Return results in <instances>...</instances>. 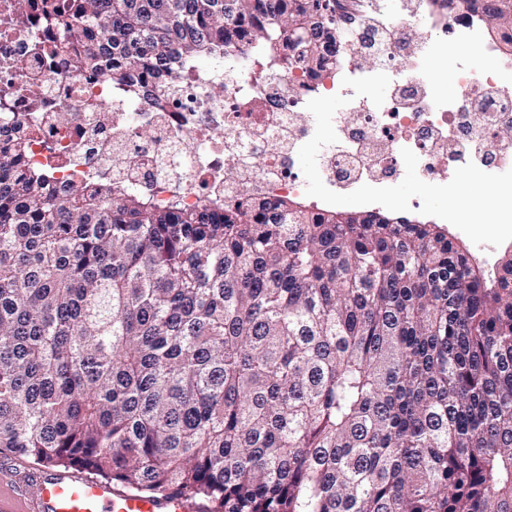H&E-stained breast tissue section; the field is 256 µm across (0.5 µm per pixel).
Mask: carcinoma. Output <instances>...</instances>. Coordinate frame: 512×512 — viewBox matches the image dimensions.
Wrapping results in <instances>:
<instances>
[{
	"label": "carcinoma",
	"mask_w": 512,
	"mask_h": 512,
	"mask_svg": "<svg viewBox=\"0 0 512 512\" xmlns=\"http://www.w3.org/2000/svg\"><path fill=\"white\" fill-rule=\"evenodd\" d=\"M114 85L321 72L336 0H82ZM512 29V0L483 11ZM0 143V449L201 512H512V258L436 224L61 188Z\"/></svg>",
	"instance_id": "obj_1"
}]
</instances>
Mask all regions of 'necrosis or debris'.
I'll return each mask as SVG.
<instances>
[{"label":"necrosis or debris","mask_w":512,"mask_h":512,"mask_svg":"<svg viewBox=\"0 0 512 512\" xmlns=\"http://www.w3.org/2000/svg\"><path fill=\"white\" fill-rule=\"evenodd\" d=\"M78 2L0 0V139L20 123L34 129L30 162L53 168L57 180L80 174L190 207L215 195L239 197L243 185L268 199L300 194L298 150L316 126L306 105L336 93L349 97V109L335 113L338 143L317 159L336 192L387 186L405 148L433 184L449 182L470 161L494 174L512 169V141L502 137L512 126V86L470 58L477 46L511 69L512 30L489 29L480 14L402 0L404 17L393 21L383 0H340L336 26L356 41L330 44L343 59L333 71L260 79L253 67L215 56L190 66L172 88L146 82L132 90L77 67L90 35L58 26L55 17L62 4ZM355 52L392 77L382 106L343 87V77L362 75L350 62ZM443 55L458 75L448 100L437 96L425 67ZM229 164L236 178L225 177Z\"/></svg>","instance_id":"1"}]
</instances>
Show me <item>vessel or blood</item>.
<instances>
[{
  "label": "vessel or blood",
  "mask_w": 512,
  "mask_h": 512,
  "mask_svg": "<svg viewBox=\"0 0 512 512\" xmlns=\"http://www.w3.org/2000/svg\"><path fill=\"white\" fill-rule=\"evenodd\" d=\"M24 473L0 465V512H199V505L184 496L146 497L115 489L84 469L38 470L32 478L34 496L21 490Z\"/></svg>",
  "instance_id": "vessel-or-blood-1"
}]
</instances>
